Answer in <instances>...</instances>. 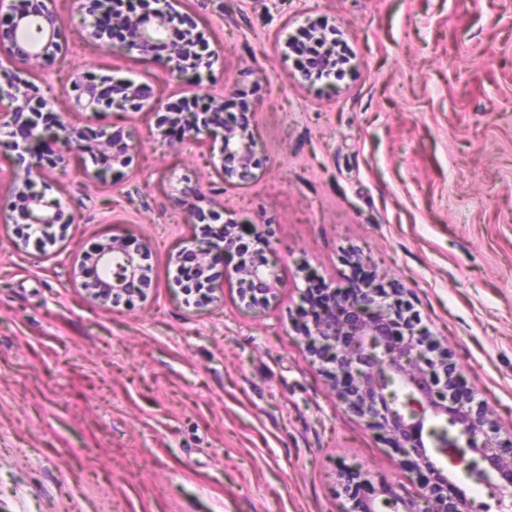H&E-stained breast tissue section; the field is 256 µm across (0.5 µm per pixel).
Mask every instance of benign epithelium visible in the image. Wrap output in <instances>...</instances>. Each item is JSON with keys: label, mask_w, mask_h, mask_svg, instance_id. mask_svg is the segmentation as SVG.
Returning <instances> with one entry per match:
<instances>
[{"label": "benign epithelium", "mask_w": 512, "mask_h": 512, "mask_svg": "<svg viewBox=\"0 0 512 512\" xmlns=\"http://www.w3.org/2000/svg\"><path fill=\"white\" fill-rule=\"evenodd\" d=\"M98 7L91 11L90 35L101 38L116 28L125 38L119 49L147 56L163 41L171 10L168 0H154L158 7L141 15L127 14L118 9L119 0H92ZM14 17L13 30L0 36V54L7 64L0 63V102H8L10 111L0 114V146L22 156L29 153V144L35 137L49 132L51 144L68 147L78 157L96 161L98 155L112 151V162L126 163L130 145L112 138L107 131L77 129L66 114L56 112L52 103L36 87L20 90L18 70L50 59L64 51L66 34L59 21L54 0H0V11ZM191 34L172 46L158 64L172 73L188 70L199 73L211 70L215 55L208 51L196 59L192 45L205 36L193 23H188ZM332 66L328 55L316 59L315 66L303 69L300 80L312 87L319 72ZM73 87L79 91L83 110L94 114L124 111L151 105L152 87L110 76L78 75ZM252 115L243 114L232 128L217 131L218 125L208 113H192L179 126L173 140L179 146L207 140H220L219 158L224 171V182H246L253 177L257 142L251 130ZM65 161L54 153L49 158L37 157L27 163L23 174L16 177L8 200L0 203L7 212V221L23 224L41 232L55 225L65 228L73 223L62 202L33 190L34 178L43 175L49 167ZM232 222L219 225L206 246L184 248L171 257L175 266L188 264L201 275L205 284L201 304L217 301L213 277L208 270L217 256L236 246ZM146 245H132L122 239H112L98 245L92 255L75 257L80 270H85L87 258L93 259L99 280L97 285L81 282L87 297L96 302L142 299L149 288L146 268L141 259ZM239 274L250 287L249 303L262 302L269 294L281 288L280 280L269 263L260 259L239 268ZM342 312L323 315L302 327L311 354L329 365L339 399L361 417L386 430L395 444L410 458L415 469L427 467L421 437V428L428 418H442L448 428L436 435L437 447L454 466L468 471L475 459L472 453L494 472L502 485L512 487V439L500 441L487 410L474 403L466 390L456 366L448 362L446 353L428 342L418 329V319L399 291L368 288L357 297L338 294ZM344 493L355 512H379L377 506L395 508L399 512H474L475 504L451 480L435 484L424 483L415 497H405L399 487L390 485L383 491L381 501L353 497L350 480H345Z\"/></svg>", "instance_id": "obj_1"}]
</instances>
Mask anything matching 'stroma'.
Returning a JSON list of instances; mask_svg holds the SVG:
<instances>
[{
	"label": "stroma",
	"instance_id": "stroma-1",
	"mask_svg": "<svg viewBox=\"0 0 512 512\" xmlns=\"http://www.w3.org/2000/svg\"><path fill=\"white\" fill-rule=\"evenodd\" d=\"M208 32L203 81L110 38L80 36V0H56L69 38L26 70L55 111L89 71L149 84L150 110L96 117L130 136L127 166L79 163L36 190L73 215L63 246L0 223V512H348L346 473L417 484L387 436L349 411L296 330L308 278L347 288L352 263L400 289L500 428L512 435V0H169ZM335 26L342 80L294 81L284 43ZM243 96L260 166L225 184L209 143L170 147L159 111ZM202 189L222 220L257 225L283 282L241 298L233 265L196 307L169 257L204 241L181 200ZM125 235L149 243L152 284L90 303L66 252Z\"/></svg>",
	"mask_w": 512,
	"mask_h": 512
}]
</instances>
